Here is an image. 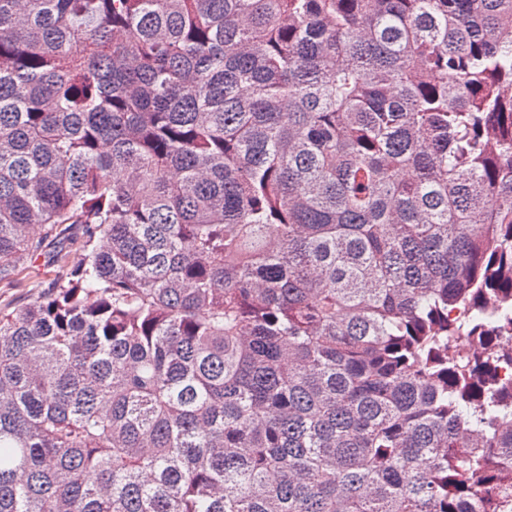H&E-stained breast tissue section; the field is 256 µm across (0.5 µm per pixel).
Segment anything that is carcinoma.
I'll list each match as a JSON object with an SVG mask.
<instances>
[{
    "label": "carcinoma",
    "instance_id": "1",
    "mask_svg": "<svg viewBox=\"0 0 512 512\" xmlns=\"http://www.w3.org/2000/svg\"><path fill=\"white\" fill-rule=\"evenodd\" d=\"M73 227L0 512H512V0H0V283Z\"/></svg>",
    "mask_w": 512,
    "mask_h": 512
}]
</instances>
